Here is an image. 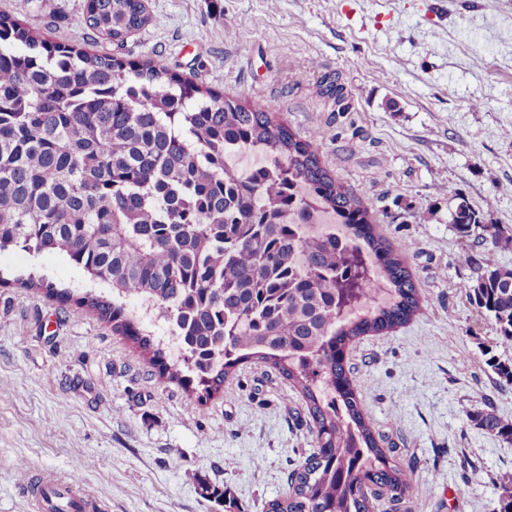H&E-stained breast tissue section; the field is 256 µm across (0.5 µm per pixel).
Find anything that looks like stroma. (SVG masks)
Masks as SVG:
<instances>
[{
	"mask_svg": "<svg viewBox=\"0 0 512 512\" xmlns=\"http://www.w3.org/2000/svg\"><path fill=\"white\" fill-rule=\"evenodd\" d=\"M86 0H0L57 43L172 73L242 104L261 102L406 247L420 308L350 342L356 396L389 462L420 495L381 490L370 512H497L512 446L476 410L512 421V357L469 296L486 246L450 213L467 203L499 232L512 269V0H145L149 23L112 42L84 23ZM91 284L57 253L0 251V512H32L21 487L78 476L99 512H267L315 446L305 400L269 365L236 366L196 402L162 379L131 337L75 303L15 286ZM13 283L19 285L21 288L42 289L46 293L56 296L62 301H70L74 299V293L69 288H57L53 282H49L43 276H38L30 273L26 278L19 276L13 279Z\"/></svg>",
	"mask_w": 512,
	"mask_h": 512,
	"instance_id": "1",
	"label": "stroma"
}]
</instances>
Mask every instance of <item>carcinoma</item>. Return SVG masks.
I'll return each mask as SVG.
<instances>
[{
	"label": "carcinoma",
	"instance_id": "carcinoma-1",
	"mask_svg": "<svg viewBox=\"0 0 512 512\" xmlns=\"http://www.w3.org/2000/svg\"><path fill=\"white\" fill-rule=\"evenodd\" d=\"M148 22L143 0H87L85 24L122 42ZM250 148L267 165L247 176L224 167L227 148ZM336 216L348 241L299 235L312 205ZM468 236L488 225L466 203L451 214ZM60 253L108 296L76 297L43 276L9 281L75 300L131 336L166 378L203 396L238 363L257 358L297 384L316 437L284 496L268 512H369L367 488L418 492L387 465L365 419L340 345L407 321L418 289L404 246L377 235L368 211L312 145L259 103L242 105L187 83L159 62L126 63L52 42L0 15V251ZM380 262L386 302L356 311ZM471 297L512 341V269L481 258ZM149 299L193 356L168 363L166 347L129 310ZM512 444V422L475 412ZM202 494L237 504L203 480Z\"/></svg>",
	"mask_w": 512,
	"mask_h": 512
}]
</instances>
